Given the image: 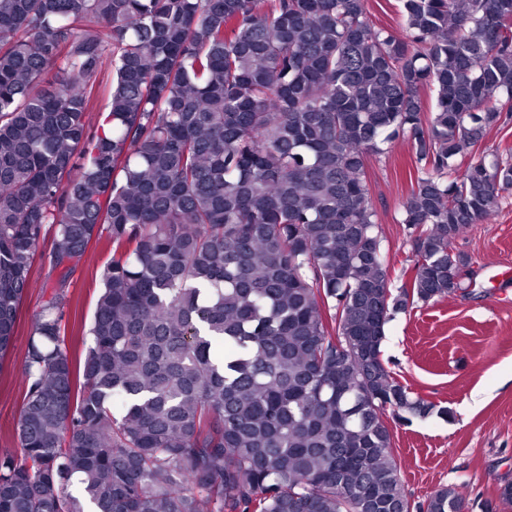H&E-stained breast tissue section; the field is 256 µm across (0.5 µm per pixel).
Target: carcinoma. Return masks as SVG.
Listing matches in <instances>:
<instances>
[{"instance_id":"obj_1","label":"carcinoma","mask_w":512,"mask_h":512,"mask_svg":"<svg viewBox=\"0 0 512 512\" xmlns=\"http://www.w3.org/2000/svg\"><path fill=\"white\" fill-rule=\"evenodd\" d=\"M365 2L0 0V358L48 237L60 271L0 512H411L387 419L436 405L381 345L462 289L455 239L512 190L475 151L512 116V0H402L404 37ZM399 137L394 289L366 158ZM103 237L75 357L65 288Z\"/></svg>"}]
</instances>
